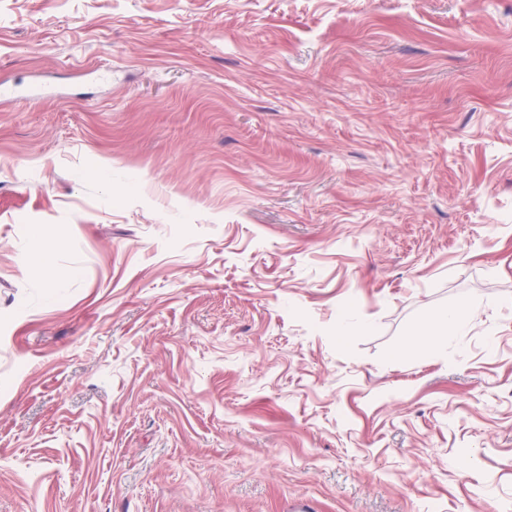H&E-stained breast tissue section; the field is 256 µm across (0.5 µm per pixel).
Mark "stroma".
<instances>
[{
	"instance_id": "stroma-1",
	"label": "stroma",
	"mask_w": 512,
	"mask_h": 512,
	"mask_svg": "<svg viewBox=\"0 0 512 512\" xmlns=\"http://www.w3.org/2000/svg\"><path fill=\"white\" fill-rule=\"evenodd\" d=\"M297 500L512 512V0H0V512ZM474 314L467 306L438 312L429 328L412 339V347L417 355L432 352L439 344L452 342L456 336H463Z\"/></svg>"
}]
</instances>
